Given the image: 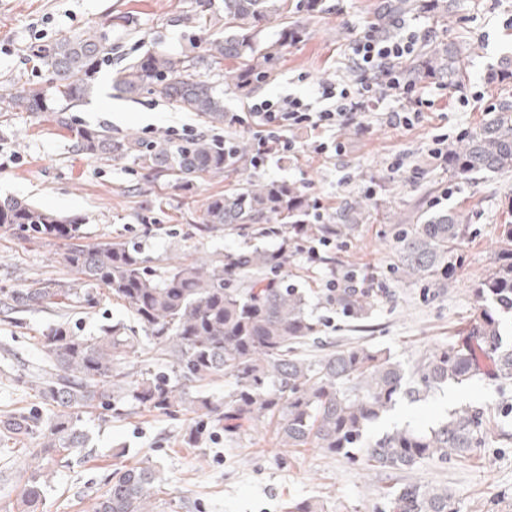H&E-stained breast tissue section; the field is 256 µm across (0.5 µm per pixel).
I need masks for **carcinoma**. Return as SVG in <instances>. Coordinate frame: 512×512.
<instances>
[{"label": "carcinoma", "instance_id": "obj_1", "mask_svg": "<svg viewBox=\"0 0 512 512\" xmlns=\"http://www.w3.org/2000/svg\"><path fill=\"white\" fill-rule=\"evenodd\" d=\"M224 36L198 55L153 51L125 65L113 88L129 99L146 93L209 123L224 122V89L239 90L244 77L255 87L270 79L281 50L298 29L288 24V0H223ZM419 8L418 0H387L376 24L386 34L394 20ZM278 21L273 41L261 42L262 27ZM466 48L450 44L440 52L425 45L407 68L409 79H448L460 85V61ZM112 54L101 29H88L31 51L34 66L48 72L44 85L13 78L0 83V113L36 112L67 130L80 154L88 158H131L147 176L189 187L207 176L235 179L233 188L210 196L203 205L199 234L224 228L279 241L273 247L248 246L224 251L216 260L176 262L161 276L132 242L73 243L81 224L17 198L0 199V229L19 230L28 239L71 241L62 259L77 275L78 287L39 282L0 294V305L17 312L59 309L69 315L91 306L89 286L105 288L120 299L138 330L120 322L103 325L96 336H78L68 321L43 331L42 367L17 375L35 392L42 407L0 416V462L8 463L13 446L33 443L36 460L20 476L17 512H38L44 474L86 446L81 416L102 409L112 417L141 408L163 415H194L182 442L198 448L215 433L239 436L261 420L275 422L283 448L311 445L333 455L359 458L371 468L404 472L425 459L465 458L486 445L491 416L469 406L454 411L437 427L419 431L394 427L370 436L375 422L402 399L419 400L445 385H462L479 371L477 353L493 364L496 380H512V343L503 341V322L512 314V225L504 226V248L492 272L475 288L480 314L468 335L434 348L417 360L411 375L382 349L349 345L310 360L298 349L315 340L323 320L308 311L305 293L282 273L291 257L314 238L332 231L353 234L368 204L347 203L335 224H309V199L287 182L245 175L247 145L238 141L234 156L224 144L205 136L146 141L115 138L106 127H75L67 113L94 90L98 64ZM234 66L223 71L224 60ZM448 173L456 179L512 173V100L504 98L476 129L448 144ZM301 232L288 236V230ZM468 231L461 211L427 213L423 223L395 228L397 270L412 282L448 287L450 256ZM343 316L369 318V295L347 288L325 295ZM158 356L172 363L182 385L165 373L146 368L129 372L133 361ZM232 379L224 400L186 397L185 385ZM159 470L136 464L112 471L92 498L91 512H158L164 505ZM389 512H453L448 488L404 483L384 493Z\"/></svg>", "mask_w": 512, "mask_h": 512}]
</instances>
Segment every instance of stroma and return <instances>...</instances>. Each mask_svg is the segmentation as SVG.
<instances>
[{
	"mask_svg": "<svg viewBox=\"0 0 512 512\" xmlns=\"http://www.w3.org/2000/svg\"><path fill=\"white\" fill-rule=\"evenodd\" d=\"M197 0H0V82L27 71L25 60L36 46L92 27H106L112 56L99 66L92 95L70 113L77 126H105L113 134L145 140L174 139L185 129L223 135L208 129L203 118L165 101L144 95L131 101L117 96L112 79L126 59L153 51L194 54L215 33L194 27L185 15ZM382 0H322L317 12H300V42L285 47L272 78L254 97L274 99L288 94L317 101L322 81L335 77L338 62L364 24L374 21ZM125 23L110 26L112 16ZM443 46L464 42L470 47L462 67L465 81L449 88L447 80L427 81L429 95H447L444 118L406 131L372 117L368 131L342 130L349 145L345 156L323 162L302 154L294 165L269 167L265 181H286L305 187L309 198L338 207L361 194L364 180L378 178L383 189L372 200L354 235L336 245L344 265H373L389 292L375 297L372 317L364 322L344 318L333 306L311 296L316 316L326 325L319 339L305 347L307 357L332 346L361 343L390 353L405 371H412L425 351L466 335L478 308L474 289L491 271L503 248L501 232L512 224V175H493L475 182L449 177L432 161V139H459L473 130L498 101L512 96V79L501 78L512 57V0H452L449 11L421 12L411 17ZM467 95V105L457 102ZM403 155L401 171L389 170L393 155ZM227 185L215 176L183 188L147 178L131 160H94L76 152L69 133L30 112L0 120V199L19 197L66 218H79L82 242L108 240L137 243L156 271L178 259L217 257L244 240L217 230L201 236L194 226L207 197ZM456 209L468 213L470 233L452 259L450 285L431 288L404 282L394 268L397 224L421 223L425 212ZM63 241L25 240L22 233L0 230V290L21 288L33 281L65 284L73 275L64 264ZM121 301L100 298L87 313L70 323L82 336L97 335L101 324L128 319ZM53 311L7 315L0 312V415L36 405L37 397L17 387L15 373L34 371L43 363L36 338L57 323ZM482 375L463 385L442 386L420 401H400L372 428L381 434L392 427L426 430L453 411L480 406L496 411L512 401V381ZM186 416H167L139 409L121 418L102 420L86 414L82 425L89 442L82 455L56 467L49 476L40 512H88L90 498L117 467L137 463L158 465L173 505L195 504V512H284L288 501L310 499L325 512H388L383 490L388 485L416 482L447 487L457 512H512V445L489 440L469 458L424 460L408 472H366L359 460L330 455L317 448H282L271 428L258 424L249 435H216L200 448H187L181 434Z\"/></svg>",
	"mask_w": 512,
	"mask_h": 512,
	"instance_id": "35a3bbf8",
	"label": "stroma"
}]
</instances>
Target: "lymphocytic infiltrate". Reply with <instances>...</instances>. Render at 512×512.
Returning a JSON list of instances; mask_svg holds the SVG:
<instances>
[{
  "instance_id": "f902f5d3",
  "label": "lymphocytic infiltrate",
  "mask_w": 512,
  "mask_h": 512,
  "mask_svg": "<svg viewBox=\"0 0 512 512\" xmlns=\"http://www.w3.org/2000/svg\"><path fill=\"white\" fill-rule=\"evenodd\" d=\"M397 29L394 36L381 34L373 24L361 29L345 62L353 79L321 84L323 108L287 95L276 100L255 98L246 111L225 114V124L254 130L249 167L256 171L273 164L281 167L303 150L324 159L340 157L348 144L337 137V129L367 130L371 115L377 114L391 127L408 130L420 123L423 113L447 109V99L423 97L419 83L406 76V65L417 56L422 34L404 20L398 21Z\"/></svg>"
}]
</instances>
